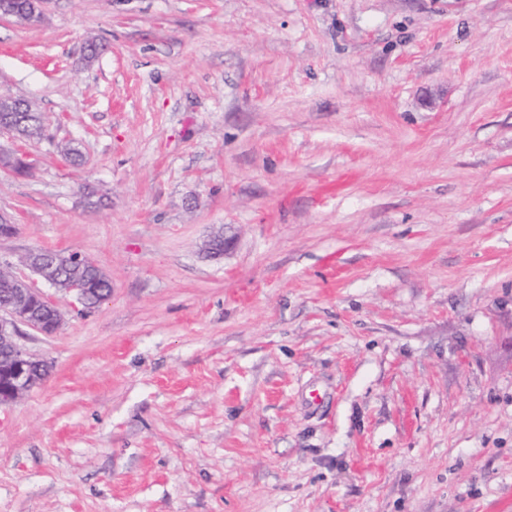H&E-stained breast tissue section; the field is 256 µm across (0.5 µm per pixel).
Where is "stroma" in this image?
Masks as SVG:
<instances>
[{
    "label": "stroma",
    "mask_w": 512,
    "mask_h": 512,
    "mask_svg": "<svg viewBox=\"0 0 512 512\" xmlns=\"http://www.w3.org/2000/svg\"><path fill=\"white\" fill-rule=\"evenodd\" d=\"M0 96V258L112 282L26 332L0 512H512V0H47ZM3 104V107L1 106ZM30 103L23 100L21 103L13 98H0V133H9L15 139L19 137L16 134L15 126L3 116L5 112L12 113L16 117V124L25 135L26 139L38 133L40 130V118L36 112H26V106ZM71 255L73 260L77 263L84 264L87 260L77 252H66L64 257L68 259ZM51 276L55 288L63 293L73 279H85L88 288L83 284L75 283L66 290L75 302L81 308L83 307L81 310L78 309L79 312H85L90 309L85 303L89 288L92 290V295L89 300L90 307H93L101 296L110 295L112 293V283L109 278L102 270L95 268L93 265H69L66 267L60 265L51 270Z\"/></svg>",
    "instance_id": "35a3bbf8"
}]
</instances>
